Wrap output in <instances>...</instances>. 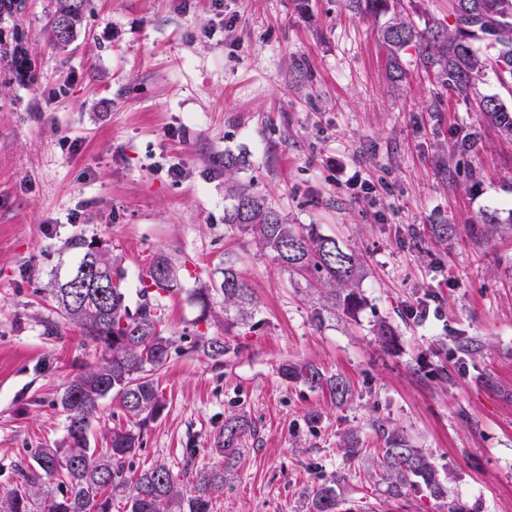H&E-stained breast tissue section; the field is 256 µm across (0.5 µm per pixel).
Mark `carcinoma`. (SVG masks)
<instances>
[{
  "label": "carcinoma",
  "mask_w": 512,
  "mask_h": 512,
  "mask_svg": "<svg viewBox=\"0 0 512 512\" xmlns=\"http://www.w3.org/2000/svg\"><path fill=\"white\" fill-rule=\"evenodd\" d=\"M453 24L434 19L419 26L405 18H391L381 36L388 51L392 78L401 81L407 73L401 52L418 46L420 65L434 71L439 85L464 104L476 102L484 120L512 140V106L497 95L477 93V85L490 74L512 93V0H450ZM352 11L368 17L385 15L395 0H347ZM86 0H55L49 23L52 44L64 48L81 32ZM233 203L224 213V223L253 237L262 251L273 254L294 275L295 287L318 295V299L352 314L360 304L356 283L362 258L331 238L320 234L314 224H289L267 198L250 187L233 185ZM66 269L56 270L49 298L55 313L79 329L84 340L104 349L102 360L75 374L59 396L66 413L64 442L55 447L36 448L29 461L17 467L12 486L0 493V512H112V499L124 500L125 512H212L213 500L224 490L240 453L247 421L227 418L216 440V454L224 465L195 473L187 483L165 464L157 463L130 474L126 459L140 447L144 429L161 414L164 405L155 374L165 365L173 337L167 335L161 299L177 291L169 261L153 258L139 276L141 302L127 303V288L120 278L101 293L97 288H73L66 274L83 268H107L112 255L80 236L66 244ZM219 289L224 298V320L246 322L254 305L253 292L232 264L224 265ZM194 349L216 362L229 350L222 336H200ZM288 381L312 387H327L332 399L344 401L350 393L347 382L327 378L310 363L281 367ZM115 395L127 424L101 430L105 447L91 445L92 423L101 401ZM374 473L386 498L398 501L411 492L444 504L446 512H474L458 498L448 497L433 463L413 447L399 431L384 434V448ZM336 477L307 493L308 512H336L340 505Z\"/></svg>",
  "instance_id": "1"
}]
</instances>
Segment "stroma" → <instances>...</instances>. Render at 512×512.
I'll return each mask as SVG.
<instances>
[{
    "label": "stroma",
    "mask_w": 512,
    "mask_h": 512,
    "mask_svg": "<svg viewBox=\"0 0 512 512\" xmlns=\"http://www.w3.org/2000/svg\"><path fill=\"white\" fill-rule=\"evenodd\" d=\"M52 6L0 9V491L31 449L64 441L57 395L103 354L72 325L44 330L46 288L80 234L116 260L130 305L151 257L176 276L164 409L127 469L221 465L214 439L242 416L213 512H306L307 492L339 472L342 512H439L419 493L400 511L375 492L372 461L396 429L450 496L512 512V234L486 222L512 223V143L437 86L416 47L392 81L381 20L345 0H90L62 51ZM470 132L477 149L461 152ZM228 152L244 161L236 182L288 223L362 255L352 315L225 224ZM228 259L255 296L244 325L225 322L220 293L206 312L194 298ZM202 334L230 344L223 362L194 350ZM289 362L346 379L350 395L284 380ZM348 440L362 450L350 461Z\"/></svg>",
    "instance_id": "stroma-1"
}]
</instances>
